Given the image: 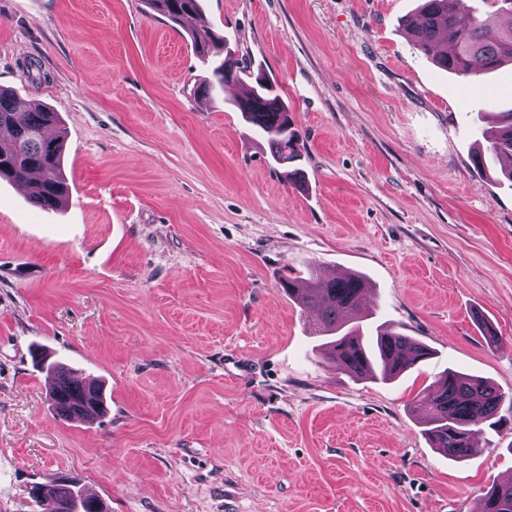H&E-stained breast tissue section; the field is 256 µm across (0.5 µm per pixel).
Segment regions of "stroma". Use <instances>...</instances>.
Instances as JSON below:
<instances>
[{"label":"stroma","mask_w":512,"mask_h":512,"mask_svg":"<svg viewBox=\"0 0 512 512\" xmlns=\"http://www.w3.org/2000/svg\"><path fill=\"white\" fill-rule=\"evenodd\" d=\"M419 0H0V88L57 112L56 210L0 179V512L68 478L108 512H473L512 479V429L433 448L416 395L445 369L512 392V184L473 166L512 66L460 77L416 50ZM273 79L299 130L274 164L198 89L195 30ZM43 77L28 78L29 62ZM369 285L367 322L434 356L357 380L320 358L282 279ZM495 340H488V332ZM48 354L106 413L58 418ZM148 8L169 20L171 23H180L184 18L198 12L199 0H145Z\"/></svg>","instance_id":"1"}]
</instances>
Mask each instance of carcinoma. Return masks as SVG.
Wrapping results in <instances>:
<instances>
[{
    "instance_id": "carcinoma-1",
    "label": "carcinoma",
    "mask_w": 512,
    "mask_h": 512,
    "mask_svg": "<svg viewBox=\"0 0 512 512\" xmlns=\"http://www.w3.org/2000/svg\"><path fill=\"white\" fill-rule=\"evenodd\" d=\"M456 2L421 0L418 21L408 29L415 48L439 67L466 79L512 64V0H501L509 7H501L496 15L487 17L462 13ZM145 3L172 23L182 22L200 7L199 0ZM218 42L219 38L209 32L192 34L193 48L205 61ZM243 75L250 84L235 106L245 121L268 140L272 160L285 165L300 157L301 136L289 117L288 105L263 72L254 73L239 60L213 61L199 90L205 94L222 90ZM56 125V112L39 104L21 109L11 93L0 90V178L25 185L31 203L42 209L61 204L68 193L62 173L63 139L48 134ZM488 139L489 152L476 155L475 167L486 171L506 157L509 164L501 165L500 171L512 181V109L494 113ZM282 290L288 298L316 312L313 330L328 337L326 350L331 359L355 378L392 380L432 355L427 345L390 327L372 331L362 324L368 285L358 274L330 276L319 265L311 264L307 276L283 280ZM53 373L50 399L59 417L69 421L89 412L94 416L104 414L101 383L79 382L61 364L53 367ZM507 401L512 403V397L487 381L454 370L447 371L416 399L418 407L429 411L427 434L433 447L454 459H463L474 451L475 438L483 425H501L498 414ZM31 494L41 503L43 512H103L95 498L84 496L68 481L50 489L35 485ZM475 512H512V482L490 486L479 498Z\"/></svg>"
}]
</instances>
